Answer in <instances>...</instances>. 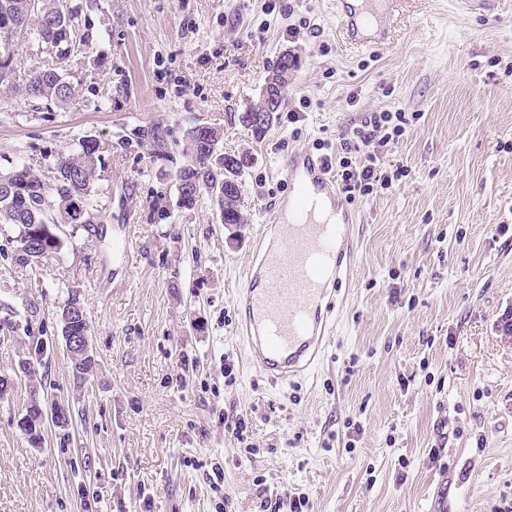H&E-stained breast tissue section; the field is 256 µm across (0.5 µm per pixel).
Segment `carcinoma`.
I'll return each instance as SVG.
<instances>
[{"label":"carcinoma","instance_id":"carcinoma-1","mask_svg":"<svg viewBox=\"0 0 512 512\" xmlns=\"http://www.w3.org/2000/svg\"><path fill=\"white\" fill-rule=\"evenodd\" d=\"M8 21L35 35L36 41L47 47L63 46L75 38L66 0H0V26ZM2 94L64 106L73 100L72 86L49 63L30 71L24 79L0 82ZM257 111L263 113V122L252 127L245 117ZM277 112V108L265 111L264 101L260 99L239 115V122L260 140L277 118ZM223 139L224 131L216 127L204 145L194 129L188 130L190 161L177 175L179 198L183 200L180 208L193 210L205 194L221 212L224 223L242 224L239 195H228L227 188L240 181L245 169L227 163L228 157L220 148ZM100 163L98 143L84 139L78 149L58 157L49 176L26 163L5 171L13 175L15 190H0V223L13 224L19 229L16 262L37 263L57 247V243L43 240L45 225L91 223L92 210L98 206L93 190Z\"/></svg>","mask_w":512,"mask_h":512}]
</instances>
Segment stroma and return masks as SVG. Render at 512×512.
Here are the masks:
<instances>
[{
  "label": "stroma",
  "mask_w": 512,
  "mask_h": 512,
  "mask_svg": "<svg viewBox=\"0 0 512 512\" xmlns=\"http://www.w3.org/2000/svg\"><path fill=\"white\" fill-rule=\"evenodd\" d=\"M86 47L67 108L0 98V168L53 167L95 139L92 226L63 224L36 266L0 224V512H226L306 496L312 512H504L512 506V0L491 16L405 0L391 41L340 37L336 0H67ZM286 99L263 139L238 121L283 50ZM298 111L289 123V111ZM410 117L394 188L355 201L357 261L318 371L271 386L236 338L232 298L286 184L289 151L338 145L361 113ZM246 152L244 223L178 206L186 132ZM158 130L164 150L136 129ZM129 241L127 252L117 251ZM78 291L96 366L77 382L59 313ZM72 421L32 446L18 365ZM233 364L225 378V364ZM244 419L246 444L224 425Z\"/></svg>",
  "instance_id": "obj_1"
}]
</instances>
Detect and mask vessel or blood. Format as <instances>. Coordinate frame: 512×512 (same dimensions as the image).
Wrapping results in <instances>:
<instances>
[{
	"instance_id": "vessel-or-blood-1",
	"label": "vessel or blood",
	"mask_w": 512,
	"mask_h": 512,
	"mask_svg": "<svg viewBox=\"0 0 512 512\" xmlns=\"http://www.w3.org/2000/svg\"><path fill=\"white\" fill-rule=\"evenodd\" d=\"M403 0H336L344 39L385 44ZM287 185L272 223L252 243L245 283L236 290L237 337L267 380L309 375L325 358L337 295L356 260L355 215L321 156H285Z\"/></svg>"
}]
</instances>
